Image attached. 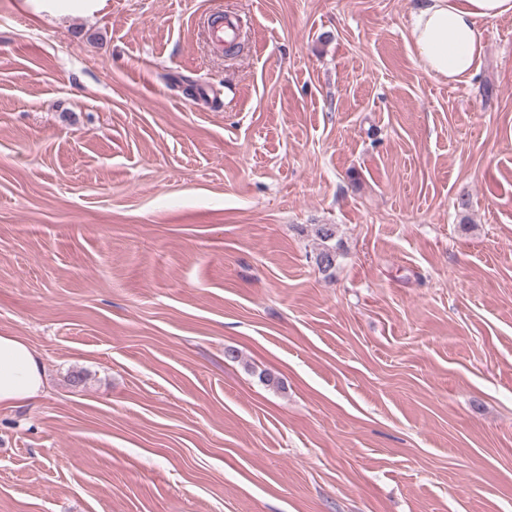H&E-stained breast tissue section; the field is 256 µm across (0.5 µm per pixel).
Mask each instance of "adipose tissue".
<instances>
[{
  "label": "adipose tissue",
  "mask_w": 512,
  "mask_h": 512,
  "mask_svg": "<svg viewBox=\"0 0 512 512\" xmlns=\"http://www.w3.org/2000/svg\"><path fill=\"white\" fill-rule=\"evenodd\" d=\"M511 15L512 0H419L408 38L429 73L460 82L483 53V23ZM44 386L36 350L20 337L0 333V406L35 400Z\"/></svg>",
  "instance_id": "adipose-tissue-1"
}]
</instances>
